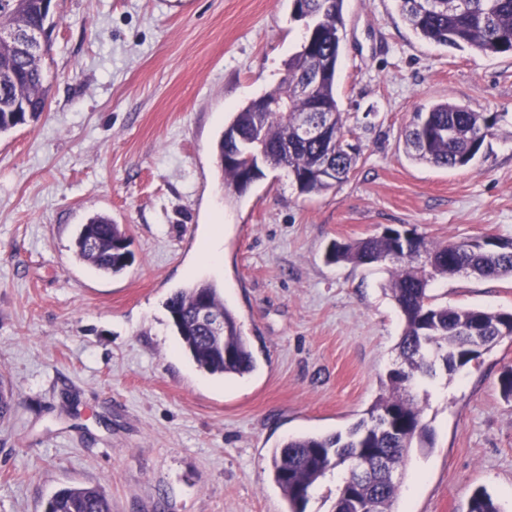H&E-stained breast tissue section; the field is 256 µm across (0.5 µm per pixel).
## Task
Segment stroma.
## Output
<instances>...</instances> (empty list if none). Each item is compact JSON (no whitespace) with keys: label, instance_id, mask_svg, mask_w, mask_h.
Instances as JSON below:
<instances>
[{"label":"stroma","instance_id":"35a3bbf8","mask_svg":"<svg viewBox=\"0 0 512 512\" xmlns=\"http://www.w3.org/2000/svg\"><path fill=\"white\" fill-rule=\"evenodd\" d=\"M51 89L33 123L0 134V512H44L98 485L112 512H287L274 448L347 431L380 393L403 327L389 262L330 264L332 241L384 228L430 240L512 238V53L419 38L394 0H346L336 97L360 148L350 178L303 195L267 170L225 199L214 146L249 100L275 88L300 47L291 0H55ZM450 100L497 118L477 159L417 163L403 130ZM122 225L120 276L76 260L93 215ZM214 280L255 359L242 378L200 371L165 308ZM436 303L512 309V278L457 275ZM512 340L436 378L432 445L397 473L394 512H469L486 490L512 512V397L499 385Z\"/></svg>","mask_w":512,"mask_h":512}]
</instances>
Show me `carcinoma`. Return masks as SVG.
Listing matches in <instances>:
<instances>
[{
    "mask_svg": "<svg viewBox=\"0 0 512 512\" xmlns=\"http://www.w3.org/2000/svg\"><path fill=\"white\" fill-rule=\"evenodd\" d=\"M345 0H294L292 16L306 5L311 22L304 42L285 63L281 83L263 94L288 103L289 111L258 112L248 103L233 113L216 144L224 197L244 192L245 171L224 157L237 151L263 150L267 168L285 170L299 191L320 194L347 180L359 153L345 149L346 119L336 99L335 78L341 55L340 31ZM405 23L420 38L449 48H468L483 55L512 52V0H397ZM53 15L44 0H0V134L37 120L44 112L49 83L44 59L52 51ZM319 80L311 98L296 88L313 76ZM330 123L324 141L294 133L295 114L312 105ZM489 120L455 102L434 103L417 112L405 130L407 154L415 161L457 169L470 165L488 136ZM404 238L397 229L350 242L331 243L329 262L355 266L387 261L393 271L388 292L404 317L397 344L400 364L381 382V393L346 434L303 435L275 449L271 473L289 505L304 512L310 490L325 474L344 468L335 512H392L399 482L388 478L405 464L410 448L431 445V430L417 391L441 369L453 373L479 359L471 337H482L488 349L512 338V311L453 307L434 302V283L465 273L478 278L512 276V238H497L491 248L476 239L428 240L413 230ZM128 240L119 224L103 215L90 217L75 239L77 259L97 270L120 275L131 266L121 249ZM224 318L215 337L199 322L200 301ZM181 347L199 370L213 376L251 373L254 360L238 318L224 303L220 287L201 280L178 290L166 304ZM45 512H112L111 501L97 486L57 491ZM469 512H500L484 490L474 492Z\"/></svg>",
    "mask_w": 512,
    "mask_h": 512,
    "instance_id": "carcinoma-1",
    "label": "carcinoma"
}]
</instances>
